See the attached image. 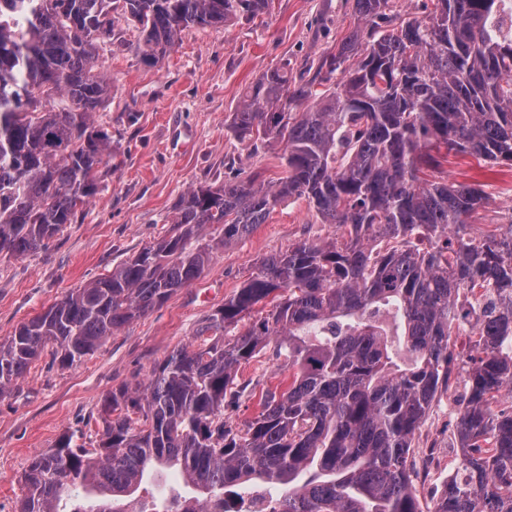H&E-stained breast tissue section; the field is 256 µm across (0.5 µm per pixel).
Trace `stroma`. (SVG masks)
Segmentation results:
<instances>
[{"instance_id": "stroma-1", "label": "stroma", "mask_w": 512, "mask_h": 512, "mask_svg": "<svg viewBox=\"0 0 512 512\" xmlns=\"http://www.w3.org/2000/svg\"><path fill=\"white\" fill-rule=\"evenodd\" d=\"M353 0H272L269 11L220 29L190 28L156 65L142 58L133 27L119 25L99 49L112 94L96 114L112 136V154L99 168V188L76 223L64 225L41 249L0 258V339L113 266L162 237L181 194L284 172L277 145L252 149L228 129L243 91L264 71L287 67L292 77L334 51L354 23ZM450 180L481 184L489 196L473 234L512 220V167L483 166L452 155L443 166ZM307 200L287 199L248 236L230 244L219 231L206 241L212 258L201 277L163 306L133 319L90 358L72 368L43 354L12 391L0 397V512H16L21 477L33 456L66 430L80 441L98 440L102 397L121 385L146 381L175 349L193 343L204 317L223 306L255 273L260 261L300 241L335 236ZM238 377L251 392L226 408L241 428L261 410L266 389L287 382L288 372L266 346ZM456 416L440 392L414 439V453L450 448Z\"/></svg>"}]
</instances>
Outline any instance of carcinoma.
<instances>
[{"instance_id":"obj_1","label":"carcinoma","mask_w":512,"mask_h":512,"mask_svg":"<svg viewBox=\"0 0 512 512\" xmlns=\"http://www.w3.org/2000/svg\"><path fill=\"white\" fill-rule=\"evenodd\" d=\"M271 0H0V257L39 249L98 190L112 136L94 113L112 93L97 50L122 22L148 63L190 27L259 16ZM357 24L315 74L264 72L229 130L283 146L285 176H253L181 195L172 227L108 274L71 289L0 340V396L46 349L81 364L115 331L191 285L211 260L201 232L229 244L303 197L343 243L302 241L260 262L208 315L197 344L174 350L144 383L101 399L99 440L64 431L23 475L17 512H123L144 477L176 468L189 501L224 512L230 497L277 486L270 512H422L408 472L416 431L448 387L461 294L476 300L457 476L428 512H512V220L477 239L479 184L428 180L448 155L512 165V0H431L404 18L390 0H354ZM355 59L354 66L345 63ZM342 78L325 90L322 73ZM265 315L245 324L257 306ZM288 387L238 430L224 403L237 372L270 342Z\"/></svg>"}]
</instances>
